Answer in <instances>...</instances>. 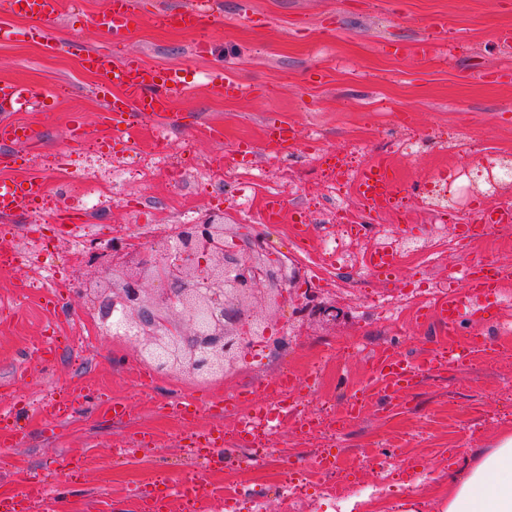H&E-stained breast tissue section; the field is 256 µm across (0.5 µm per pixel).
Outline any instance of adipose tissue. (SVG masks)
<instances>
[{
    "instance_id": "1",
    "label": "adipose tissue",
    "mask_w": 512,
    "mask_h": 512,
    "mask_svg": "<svg viewBox=\"0 0 512 512\" xmlns=\"http://www.w3.org/2000/svg\"><path fill=\"white\" fill-rule=\"evenodd\" d=\"M443 512H512V433L448 476Z\"/></svg>"
}]
</instances>
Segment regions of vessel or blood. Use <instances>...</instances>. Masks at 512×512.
<instances>
[{"mask_svg": "<svg viewBox=\"0 0 512 512\" xmlns=\"http://www.w3.org/2000/svg\"><path fill=\"white\" fill-rule=\"evenodd\" d=\"M18 15L38 22L56 20L60 14L61 0H11ZM137 0H112L110 7L95 17L93 24L97 30L108 37L120 40L129 37V19L137 9ZM221 11L219 0H191L190 4L178 10L158 13L157 21L167 27L188 33L203 29L210 18ZM85 68L102 79L99 94H108L110 88L121 87L125 96L113 98L101 115V121L112 129V137L107 147H114L126 134L124 123L128 112H143L158 119L168 118V104L172 94L185 91L186 85L179 69L167 66H149L138 57L115 58L104 51H89L83 57ZM44 93L34 86H23L12 82L0 81V104L11 111H19L28 103L43 98ZM0 140L13 144L28 143L32 140L29 126L17 121L0 122ZM357 196L366 216H374L385 210L389 198L395 189V180L387 164L376 161L360 171L357 179ZM45 191L41 179L27 177L6 182L0 180V212L7 214L25 204L41 199ZM512 223V212L499 213L481 210L477 223L465 224L460 228V237L466 238L478 230ZM501 282V272L490 262L468 264L464 272L461 287L439 295L433 311L445 323H455L460 311L474 310L479 297L497 294ZM436 360L426 356L422 362L407 363L394 351L381 350L375 355L372 383L381 392L395 393L402 386L412 384L424 371L434 368ZM200 492L195 478L187 477L169 485L166 495L153 499L155 512H161L170 498L185 502L193 501Z\"/></svg>", "mask_w": 512, "mask_h": 512, "instance_id": "b4317fda", "label": "vessel or blood"}]
</instances>
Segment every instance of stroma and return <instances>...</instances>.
<instances>
[{"label": "stroma", "mask_w": 512, "mask_h": 512, "mask_svg": "<svg viewBox=\"0 0 512 512\" xmlns=\"http://www.w3.org/2000/svg\"><path fill=\"white\" fill-rule=\"evenodd\" d=\"M63 2L60 20L44 29L65 48L48 55L24 38L28 20L9 15L6 0H0V23L17 31L0 40V79L34 84L54 97L52 108L34 103L15 115L30 126L33 144L0 142V179L20 173L47 184L40 209L0 215V237L20 235L30 224L55 229L59 211L72 208L57 193V156L76 159L81 173L95 167L90 151L102 137L97 117L103 102L95 95L96 76L81 66L89 49L181 68L192 92L173 98L175 121L167 126L184 160L181 194L197 215L223 213L226 223L279 239L289 252L316 245L322 210L338 204L351 213L359 210L354 191L337 194L327 182L334 155H349L358 166L387 161L399 206L382 213L376 228L391 231L407 257L417 254L418 244L449 243L458 224L474 220L477 210L512 207V188L448 218L415 203L434 178L451 180L464 169L475 173L512 155V42L500 35L512 30V0H222L221 14L206 25L212 51L204 57L197 55L192 36L155 19L160 10L189 0H141L130 38L117 41L103 38L91 23L108 0ZM422 41L432 44L425 56L415 51ZM219 62L249 94L228 98L206 82L205 72ZM77 114L90 131L78 144L68 133ZM284 120L300 136L277 151L267 146L264 129ZM210 126L222 127L221 142L204 136ZM247 144L253 147L248 156L240 152ZM218 155L288 175L243 191L231 183L215 192L195 189L202 163ZM114 186L129 192L137 207L113 201L111 209L92 217L94 232L132 234L148 223H175L173 190L162 178L148 181L131 168ZM243 194L253 200L250 209L239 204ZM270 195L283 201L282 222L265 219L262 203ZM292 224L309 225V236L289 232ZM473 258L500 263V294L512 298V226H503L467 238L465 248L449 251L446 267H429L412 278L369 277L355 299L335 296L348 320L308 322L285 350L247 355L224 376L204 379L144 371L133 345L105 334L76 350L52 324L53 311L84 313L89 302L81 290L98 272L69 262L43 242L42 261L68 284L62 294L31 295L25 263L0 266V381L10 382L0 388V406L19 415L18 422L0 424V498L20 499L31 486L46 483L49 496L35 499L30 512H143L144 497L159 493L162 480L198 472L205 488L190 512H224L225 491L239 487L258 493L263 512H294L280 487L283 470L312 481L316 461L330 455L343 491L328 496L312 482L305 512H348L353 498H369L384 475L391 492L377 501L383 512H400V504L410 501L417 512H441L449 472L512 432V335L499 329L498 303L481 319L464 315L450 326L432 316H411L391 330L375 319L371 304L453 281ZM448 345L474 351V360L423 372L391 396L370 392L361 413L350 415L351 393L371 381L370 351L393 347L415 360ZM43 348L48 358H41ZM284 374L295 383L289 402L325 418L323 427L306 435L291 424L279 427L276 442L288 457L284 465L256 462L234 434L237 409L201 410L186 418L169 409L179 395L204 403L253 392L256 382ZM77 393L82 399L65 421L52 423L40 410ZM253 394L259 403L273 400L268 393ZM117 399L127 404L119 419L111 412ZM205 429L222 435L221 467L201 468L189 446V435ZM145 434L153 442L136 447ZM129 447L136 459L121 456Z\"/></svg>", "instance_id": "obj_1"}]
</instances>
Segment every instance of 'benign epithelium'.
<instances>
[{
  "label": "benign epithelium",
  "instance_id": "1",
  "mask_svg": "<svg viewBox=\"0 0 512 512\" xmlns=\"http://www.w3.org/2000/svg\"><path fill=\"white\" fill-rule=\"evenodd\" d=\"M111 252L106 276L83 290L106 330L159 370L200 377L224 373L265 342L272 323L252 310V301L281 307L298 276L269 262L261 237L240 233L216 212L180 226L174 241L149 252L120 240ZM345 315L336 301L317 298L298 314L291 335L310 317L334 323Z\"/></svg>",
  "mask_w": 512,
  "mask_h": 512
}]
</instances>
